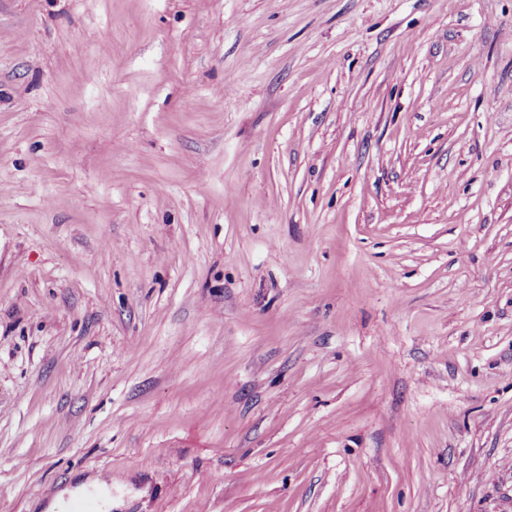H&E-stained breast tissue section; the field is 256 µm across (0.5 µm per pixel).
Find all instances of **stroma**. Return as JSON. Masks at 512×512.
I'll list each match as a JSON object with an SVG mask.
<instances>
[{"mask_svg":"<svg viewBox=\"0 0 512 512\" xmlns=\"http://www.w3.org/2000/svg\"><path fill=\"white\" fill-rule=\"evenodd\" d=\"M512 512V0H0V512Z\"/></svg>","mask_w":512,"mask_h":512,"instance_id":"35a3bbf8","label":"stroma"}]
</instances>
